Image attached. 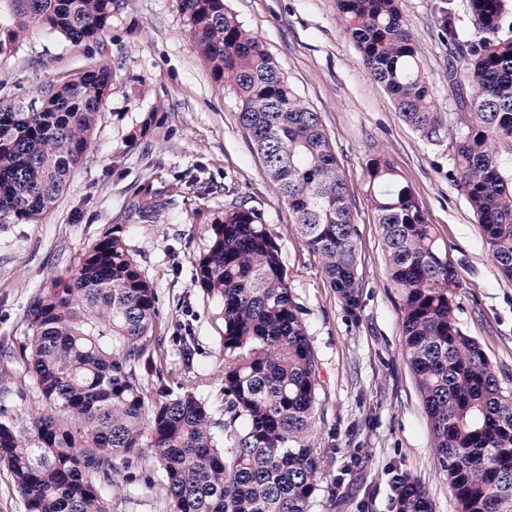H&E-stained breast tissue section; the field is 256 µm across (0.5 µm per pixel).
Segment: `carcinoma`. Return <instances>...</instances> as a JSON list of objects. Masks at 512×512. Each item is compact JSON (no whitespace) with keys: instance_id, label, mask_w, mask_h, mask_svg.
I'll list each match as a JSON object with an SVG mask.
<instances>
[{"instance_id":"obj_1","label":"carcinoma","mask_w":512,"mask_h":512,"mask_svg":"<svg viewBox=\"0 0 512 512\" xmlns=\"http://www.w3.org/2000/svg\"><path fill=\"white\" fill-rule=\"evenodd\" d=\"M19 2L22 22L0 29V52L29 29L96 40L116 8V0ZM179 7L213 81L232 90L239 124L295 215L301 244L343 311L357 316L363 289L351 191L319 114L224 0H179ZM467 7L469 34L451 5L438 20L459 110L450 125L436 111L432 77L398 0H336L362 65L401 119L430 140L448 131L455 185L512 278V0ZM111 79L99 66L53 86L38 105H0L1 217L28 224L53 208L89 147ZM366 175L398 294L403 354L458 512H512V391L458 326L455 267L412 189L380 155ZM128 209L144 221L161 205L135 198ZM194 280L224 305L220 419L199 393L209 371L190 363L189 334L180 337L186 389L163 395L164 369L151 349L156 289L117 232L86 251L73 278L33 299L34 336L20 356L46 413L27 428L0 423V463L27 512H111L114 459L148 451L169 512H310L320 492L331 509L342 500V478L323 483V455L311 441L324 424L319 358L280 245L257 210L236 203L211 225ZM150 376L160 382L152 401L144 392ZM385 474L389 512H432L420 477L400 463Z\"/></svg>"}]
</instances>
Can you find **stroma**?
I'll return each mask as SVG.
<instances>
[{"label": "stroma", "instance_id": "1", "mask_svg": "<svg viewBox=\"0 0 512 512\" xmlns=\"http://www.w3.org/2000/svg\"><path fill=\"white\" fill-rule=\"evenodd\" d=\"M452 4L470 32L467 0H400L433 79L437 109L458 118L448 94V47L438 27ZM281 66L289 85L319 112L337 162L355 195L363 306L344 313L318 262L301 245L294 217L264 174L236 117L230 90L197 55L177 0H121L112 26L93 41L33 32L0 51V104L41 101L50 86L105 63L112 84L90 147L54 208L29 224L0 223V422L26 427L45 408L20 352L32 336L33 298L76 273L85 252L117 231L158 297L155 354L177 391L183 360L174 342L183 328L196 338L195 362L210 372L204 395L220 405L224 368L223 305L194 282L211 225L245 201L277 239L296 302L320 359L326 424L314 441L325 475L349 467V498L335 512H357L365 487L378 491L372 512H386L384 468L400 460L425 483L433 512H457L431 446L423 405L400 342L398 296L389 281L380 228L367 195L375 155L395 166L434 224L461 283L457 320L478 341L512 390V279L502 275L481 229L448 171L447 138L425 139L396 112L344 34L334 0H224ZM153 197L166 207L140 221L127 204ZM136 481L112 499V512H166L160 477L149 459L119 463Z\"/></svg>", "mask_w": 512, "mask_h": 512}]
</instances>
